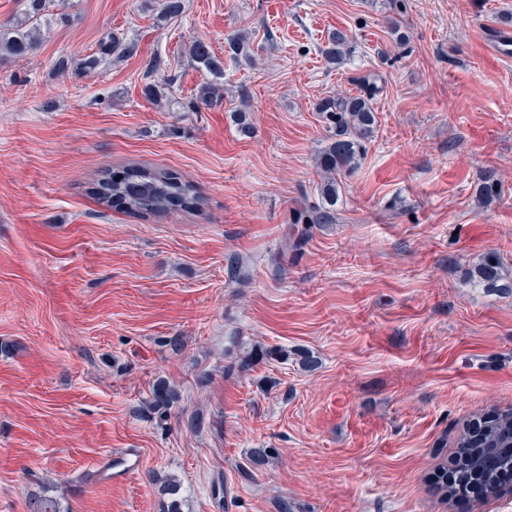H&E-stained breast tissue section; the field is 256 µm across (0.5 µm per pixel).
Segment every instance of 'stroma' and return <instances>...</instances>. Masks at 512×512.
Listing matches in <instances>:
<instances>
[{
	"label": "stroma",
	"mask_w": 512,
	"mask_h": 512,
	"mask_svg": "<svg viewBox=\"0 0 512 512\" xmlns=\"http://www.w3.org/2000/svg\"><path fill=\"white\" fill-rule=\"evenodd\" d=\"M50 14L25 60L0 62V512L44 493L64 512H167L170 477L182 512H512L511 490L443 502L429 483L461 423L512 405V296L469 275L489 252L512 263V0ZM336 29L350 43L332 64ZM111 34L133 53L54 70ZM197 38L224 60V97L192 112ZM154 58L171 90L157 103ZM369 73L375 137L334 223L287 250L291 211L322 203L316 104ZM134 164L179 174L201 206L101 204L99 174ZM489 166L502 192L484 204ZM255 346L271 357L225 374ZM160 379L179 394L165 415L146 408ZM253 448L274 455L259 466Z\"/></svg>",
	"instance_id": "1"
}]
</instances>
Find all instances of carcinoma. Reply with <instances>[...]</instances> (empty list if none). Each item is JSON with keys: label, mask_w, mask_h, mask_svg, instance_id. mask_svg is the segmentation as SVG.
Segmentation results:
<instances>
[{"label": "carcinoma", "mask_w": 512, "mask_h": 512, "mask_svg": "<svg viewBox=\"0 0 512 512\" xmlns=\"http://www.w3.org/2000/svg\"><path fill=\"white\" fill-rule=\"evenodd\" d=\"M51 0H23L20 20L0 25V58L25 59L38 44L41 26L48 24L46 12ZM349 43L347 32L337 29L328 36L325 56L335 64L342 58L343 50ZM127 50L116 36H109L100 43L99 50L80 58L62 57L56 62L58 73L70 69L92 72L114 56H121ZM189 57L199 68L206 70L213 79L204 82L191 101V110L209 106L224 90V61L216 56L211 43L204 39L194 40L188 50ZM377 87L373 79L366 76L357 94L326 97L317 104V110L328 121L332 135L327 146L318 157L317 168L322 177L320 194L323 205L302 207L292 214L291 223L298 225L287 248L296 250L301 246L311 229L320 224H331L336 220V198L339 179L351 173L358 165L372 141L377 126L372 100ZM501 183L493 170L482 177L479 195L485 199L496 197ZM94 193L102 204L120 203L129 211L156 215L175 208H193L200 204L190 182L177 175L157 169L130 166L115 177L109 173L101 175L95 183ZM470 276L477 279L487 290L503 295H512V269L503 261L488 255L475 263ZM269 355L268 351L252 350L246 356L229 363L224 372L232 375L235 371L245 372ZM178 395L164 380L159 381L147 401L155 412H167ZM455 465L453 474L444 471L434 484L435 494L443 499L458 495L464 489L470 475L481 473L491 495H497L500 487L495 481V471L486 465L488 456L496 458L497 464L512 469V406L494 409L465 424L456 438ZM33 512H64L59 500L43 495L33 502Z\"/></svg>", "instance_id": "cac0c4a2"}]
</instances>
